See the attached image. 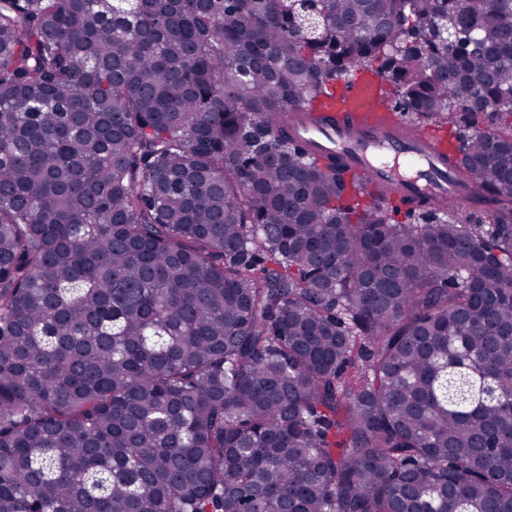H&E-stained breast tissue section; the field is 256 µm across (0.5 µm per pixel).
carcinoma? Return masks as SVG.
<instances>
[{
	"instance_id": "cac0c4a2",
	"label": "carcinoma",
	"mask_w": 512,
	"mask_h": 512,
	"mask_svg": "<svg viewBox=\"0 0 512 512\" xmlns=\"http://www.w3.org/2000/svg\"><path fill=\"white\" fill-rule=\"evenodd\" d=\"M359 70L491 223L293 140ZM0 512H512V0H0Z\"/></svg>"
}]
</instances>
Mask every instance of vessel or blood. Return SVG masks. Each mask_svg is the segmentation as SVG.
Returning a JSON list of instances; mask_svg holds the SVG:
<instances>
[{"label":"vessel or blood","mask_w":512,"mask_h":512,"mask_svg":"<svg viewBox=\"0 0 512 512\" xmlns=\"http://www.w3.org/2000/svg\"><path fill=\"white\" fill-rule=\"evenodd\" d=\"M341 111L296 117L291 135L315 156L337 158L350 174L394 199L427 196L460 207L479 193L476 181L457 187L448 167V136L427 127L409 132L395 111L379 107V82L365 75L340 82Z\"/></svg>","instance_id":"1"}]
</instances>
